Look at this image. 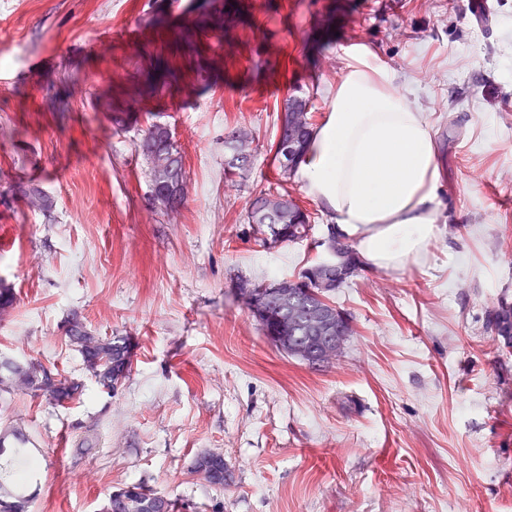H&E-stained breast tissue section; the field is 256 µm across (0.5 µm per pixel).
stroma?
Listing matches in <instances>:
<instances>
[{
    "instance_id": "obj_1",
    "label": "stroma",
    "mask_w": 512,
    "mask_h": 512,
    "mask_svg": "<svg viewBox=\"0 0 512 512\" xmlns=\"http://www.w3.org/2000/svg\"><path fill=\"white\" fill-rule=\"evenodd\" d=\"M472 2L0 0V280L16 294L0 357L84 385L60 405L0 399V426L41 446L29 512H101L136 482L188 512H512V354L488 327L512 302V0H491L485 30ZM362 45L435 119L442 232L425 259L336 289L353 331L316 370L272 345L237 292L323 261L326 218L296 173L307 239L262 248L246 212L279 179L285 99L321 124ZM155 122L183 155L175 217L137 150ZM240 128L253 161L229 184L224 138ZM31 187L50 212L30 207ZM73 312L131 337L115 392L66 337ZM204 450L224 456L223 489L191 471Z\"/></svg>"
}]
</instances>
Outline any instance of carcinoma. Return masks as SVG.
Returning <instances> with one entry per match:
<instances>
[{"label":"carcinoma","mask_w":512,"mask_h":512,"mask_svg":"<svg viewBox=\"0 0 512 512\" xmlns=\"http://www.w3.org/2000/svg\"><path fill=\"white\" fill-rule=\"evenodd\" d=\"M313 129H308L299 136L293 165L284 167L278 165L279 175L286 179L294 166L305 157L310 145ZM162 144L169 155V162L173 168L185 173L182 155L172 139L169 129L159 123L149 126L138 148L150 164L151 184H156L159 177L158 163L152 146ZM271 240L259 238L257 242L264 248L272 247V243L279 240L281 243L301 241L308 237L310 230V216L299 207L286 215L281 224L268 225ZM489 326L494 332V340L499 349L505 353L512 352V304L501 300L491 311ZM264 336H281L283 334L298 337L303 342L309 336L304 328L298 327L295 331L281 332L277 323L270 322L262 327ZM79 333L84 336L82 342H71V345L81 355L83 362L94 359L100 362V377L97 384L103 389L113 392L118 385L130 374L132 369V352L129 337L127 336H97L88 330L85 323H80ZM24 380L28 386V393L34 396H45L50 401L62 404L80 398L81 386L70 377L59 372L50 377L47 370L40 364L25 361L18 362L12 359L0 361V393L18 394V380ZM14 487L7 489L0 485V512H28L30 507L29 495L26 489L39 474V460L24 448L12 449L10 459ZM192 471L203 477L211 486L222 488L226 480L227 469L224 461L215 458V453L203 451L193 460ZM184 505L177 504L166 495L147 487L142 482L127 484L109 493L102 512H179Z\"/></svg>","instance_id":"carcinoma-1"}]
</instances>
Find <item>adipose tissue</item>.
<instances>
[{"label":"adipose tissue","mask_w":512,"mask_h":512,"mask_svg":"<svg viewBox=\"0 0 512 512\" xmlns=\"http://www.w3.org/2000/svg\"><path fill=\"white\" fill-rule=\"evenodd\" d=\"M351 57L299 174L359 266L399 271L440 231L434 122L392 70L360 47Z\"/></svg>","instance_id":"adipose-tissue-1"}]
</instances>
